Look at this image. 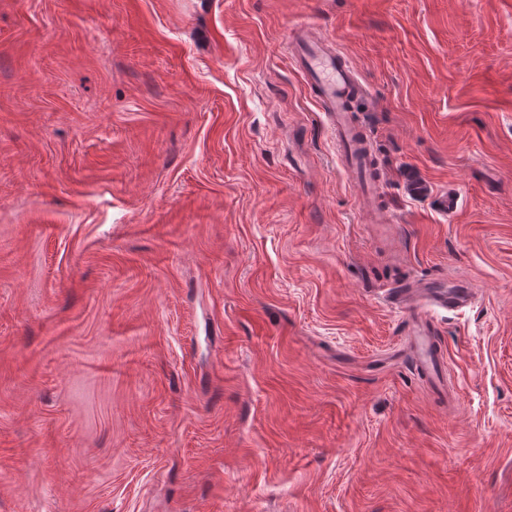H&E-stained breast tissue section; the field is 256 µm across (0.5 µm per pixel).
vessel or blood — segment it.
<instances>
[{
	"label": "vessel or blood",
	"mask_w": 512,
	"mask_h": 512,
	"mask_svg": "<svg viewBox=\"0 0 512 512\" xmlns=\"http://www.w3.org/2000/svg\"><path fill=\"white\" fill-rule=\"evenodd\" d=\"M291 63L308 79L316 99L330 117L336 147L347 168L365 179H372L374 166L361 129L353 122L350 110L362 96L352 64L341 54L314 38L310 27L303 26L289 36ZM474 288L463 282L434 280L421 288H400L393 301L407 316L412 338L414 363L424 371L434 387H442L445 362L436 347L431 308L459 310L475 299Z\"/></svg>",
	"instance_id": "b4317fda"
}]
</instances>
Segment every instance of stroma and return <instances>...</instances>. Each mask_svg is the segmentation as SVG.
<instances>
[{"instance_id": "stroma-1", "label": "stroma", "mask_w": 512, "mask_h": 512, "mask_svg": "<svg viewBox=\"0 0 512 512\" xmlns=\"http://www.w3.org/2000/svg\"><path fill=\"white\" fill-rule=\"evenodd\" d=\"M0 512H512V0H0ZM291 63L308 79L316 99L330 116L336 147L347 168L362 175L374 187V166L361 129L349 112L363 95L352 64L333 48L314 38L309 26H302L289 36ZM475 298V289L467 283H448L439 279L426 283L423 288H397L393 293L395 305L407 316L415 366L424 371L439 390H443L445 362L440 348L436 347L434 336L437 333L429 311L432 307L460 310Z\"/></svg>"}]
</instances>
